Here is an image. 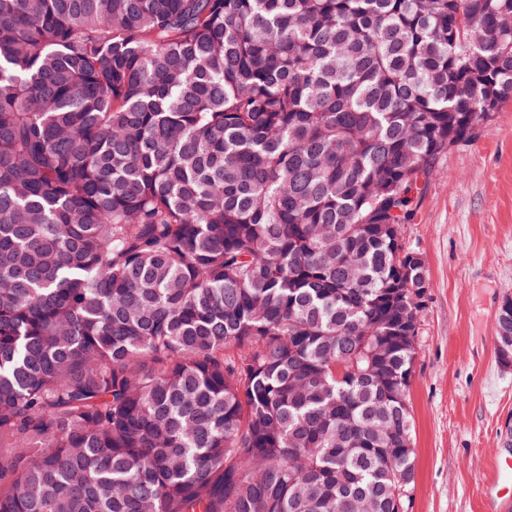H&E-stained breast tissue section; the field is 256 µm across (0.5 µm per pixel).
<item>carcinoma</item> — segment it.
I'll return each instance as SVG.
<instances>
[{"instance_id": "1", "label": "carcinoma", "mask_w": 512, "mask_h": 512, "mask_svg": "<svg viewBox=\"0 0 512 512\" xmlns=\"http://www.w3.org/2000/svg\"><path fill=\"white\" fill-rule=\"evenodd\" d=\"M511 98L512 0H0V512H397L392 233Z\"/></svg>"}]
</instances>
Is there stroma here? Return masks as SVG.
<instances>
[{"label": "stroma", "mask_w": 512, "mask_h": 512, "mask_svg": "<svg viewBox=\"0 0 512 512\" xmlns=\"http://www.w3.org/2000/svg\"><path fill=\"white\" fill-rule=\"evenodd\" d=\"M404 238L428 282L408 389L409 512H485L493 464L512 458V367L496 339L512 297V102L441 159Z\"/></svg>", "instance_id": "1"}]
</instances>
